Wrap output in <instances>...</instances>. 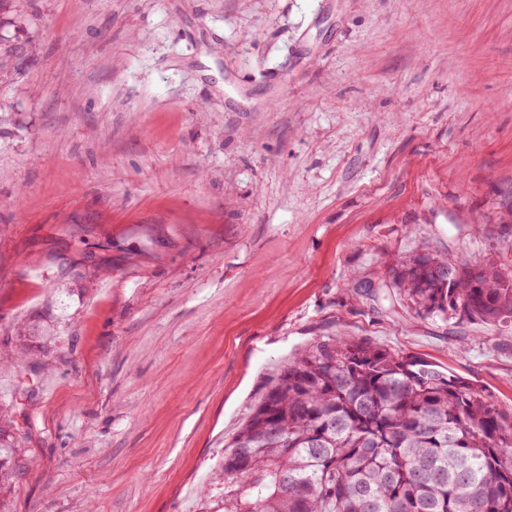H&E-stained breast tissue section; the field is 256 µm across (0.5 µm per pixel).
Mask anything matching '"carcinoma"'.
<instances>
[{
	"instance_id": "carcinoma-1",
	"label": "carcinoma",
	"mask_w": 512,
	"mask_h": 512,
	"mask_svg": "<svg viewBox=\"0 0 512 512\" xmlns=\"http://www.w3.org/2000/svg\"><path fill=\"white\" fill-rule=\"evenodd\" d=\"M393 286L426 318L512 325V271L494 261L417 253ZM14 459L0 431V498ZM222 479L214 512H512V410L422 357L321 336L266 383Z\"/></svg>"
}]
</instances>
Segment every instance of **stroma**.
<instances>
[{
    "label": "stroma",
    "mask_w": 512,
    "mask_h": 512,
    "mask_svg": "<svg viewBox=\"0 0 512 512\" xmlns=\"http://www.w3.org/2000/svg\"><path fill=\"white\" fill-rule=\"evenodd\" d=\"M0 35L7 512H206L322 336L512 407V329L371 290L512 267V0H16Z\"/></svg>",
    "instance_id": "35a3bbf8"
}]
</instances>
